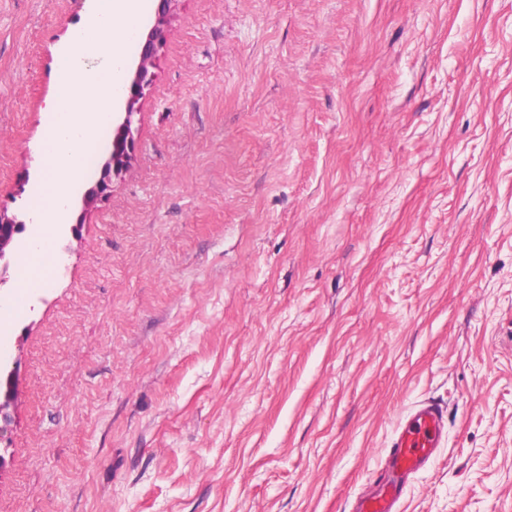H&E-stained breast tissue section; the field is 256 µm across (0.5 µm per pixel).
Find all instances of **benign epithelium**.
<instances>
[{
	"instance_id": "7a95c632",
	"label": "benign epithelium",
	"mask_w": 512,
	"mask_h": 512,
	"mask_svg": "<svg viewBox=\"0 0 512 512\" xmlns=\"http://www.w3.org/2000/svg\"><path fill=\"white\" fill-rule=\"evenodd\" d=\"M173 2L175 0H159L154 22L140 43L135 70L124 90V111L119 113L122 121L112 132L111 148L101 168L99 180L95 187L89 189L82 197L85 210L109 189L112 179L121 176L131 160L134 150L133 115L137 112L144 89L151 82L150 67L163 42ZM37 237V230L27 223L25 215L10 216L0 209V286L7 281V274L14 264L15 255L21 250L28 249ZM17 390L16 368H10L0 361V438L7 432L10 423L9 409L15 400Z\"/></svg>"
}]
</instances>
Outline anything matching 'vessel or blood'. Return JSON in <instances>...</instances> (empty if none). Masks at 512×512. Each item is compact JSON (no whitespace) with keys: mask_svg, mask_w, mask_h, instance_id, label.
Wrapping results in <instances>:
<instances>
[{"mask_svg":"<svg viewBox=\"0 0 512 512\" xmlns=\"http://www.w3.org/2000/svg\"><path fill=\"white\" fill-rule=\"evenodd\" d=\"M445 426L441 404L420 403L399 426L377 484L358 499L354 512H396L406 494L409 477L425 468L440 447Z\"/></svg>","mask_w":512,"mask_h":512,"instance_id":"vessel-or-blood-1","label":"vessel or blood"}]
</instances>
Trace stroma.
I'll return each instance as SVG.
<instances>
[{
    "label": "stroma",
    "mask_w": 512,
    "mask_h": 512,
    "mask_svg": "<svg viewBox=\"0 0 512 512\" xmlns=\"http://www.w3.org/2000/svg\"><path fill=\"white\" fill-rule=\"evenodd\" d=\"M86 0H0V205L29 211ZM126 170L0 318V512H512V0H174ZM0 441L7 432L10 423L9 409L18 390V376L15 367L9 368L2 362V337L0 338ZM441 404L420 403L396 431L385 467L375 487L361 496L354 512H395L402 503L408 478L425 468L445 436Z\"/></svg>",
    "instance_id": "obj_1"
}]
</instances>
